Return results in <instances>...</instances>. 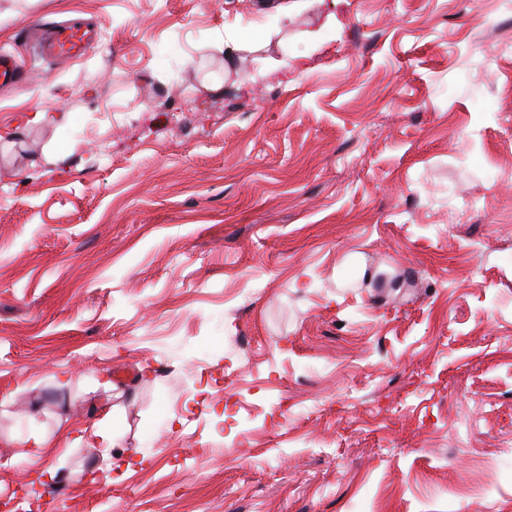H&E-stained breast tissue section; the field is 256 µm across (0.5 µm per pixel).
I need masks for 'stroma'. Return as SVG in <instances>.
<instances>
[{"label": "stroma", "instance_id": "obj_1", "mask_svg": "<svg viewBox=\"0 0 512 512\" xmlns=\"http://www.w3.org/2000/svg\"><path fill=\"white\" fill-rule=\"evenodd\" d=\"M11 3L0 512H512L501 0ZM96 30L81 20H70L53 24L41 43L46 56L67 60L83 58L91 48Z\"/></svg>", "mask_w": 512, "mask_h": 512}]
</instances>
